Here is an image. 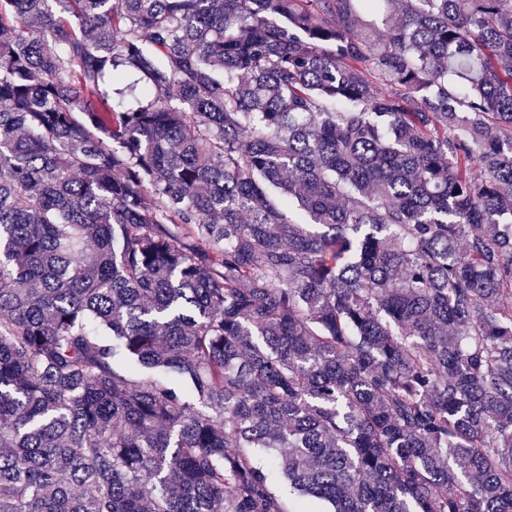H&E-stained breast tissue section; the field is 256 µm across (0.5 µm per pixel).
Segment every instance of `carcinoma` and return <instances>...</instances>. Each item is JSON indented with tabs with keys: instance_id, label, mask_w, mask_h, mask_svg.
Returning a JSON list of instances; mask_svg holds the SVG:
<instances>
[{
	"instance_id": "1",
	"label": "carcinoma",
	"mask_w": 512,
	"mask_h": 512,
	"mask_svg": "<svg viewBox=\"0 0 512 512\" xmlns=\"http://www.w3.org/2000/svg\"><path fill=\"white\" fill-rule=\"evenodd\" d=\"M308 499L512 512V0H0V512Z\"/></svg>"
}]
</instances>
